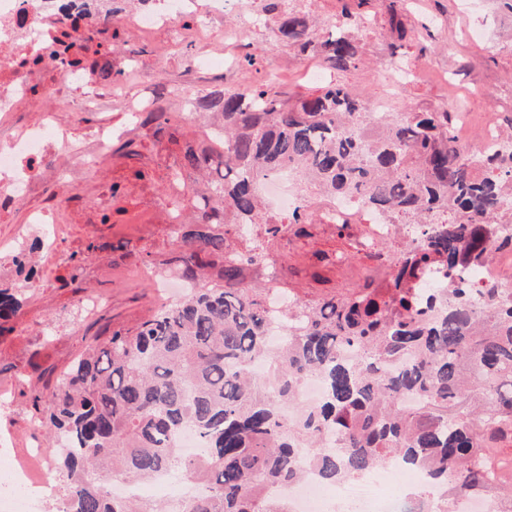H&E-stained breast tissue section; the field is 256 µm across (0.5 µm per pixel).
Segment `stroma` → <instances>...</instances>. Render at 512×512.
<instances>
[{
	"label": "stroma",
	"mask_w": 512,
	"mask_h": 512,
	"mask_svg": "<svg viewBox=\"0 0 512 512\" xmlns=\"http://www.w3.org/2000/svg\"><path fill=\"white\" fill-rule=\"evenodd\" d=\"M394 0H370L366 7L376 22L367 26L354 20L350 32L360 46L363 62L341 73L339 81L365 96L369 109L386 104L388 111H454L464 106L465 130L474 134L485 123L500 128L512 124V11L502 0H405L402 12L407 36L401 51L410 81L398 83L384 67L393 37L390 7ZM198 46L177 47L169 64L157 67L151 54L140 63L153 86L190 85L192 93L203 94L223 87L224 65L213 62L189 70ZM252 55L251 67H236L237 82H264L275 71L284 90L297 97L312 93L316 80L306 70L317 68L318 60L276 41L272 29L253 32L238 50ZM121 125L126 116L119 110L108 114L84 112L78 124L67 127L66 142L58 156L49 161L50 172L39 193L29 196L15 209L0 213V246L27 224L43 196L58 190L59 174L78 180L88 198L86 209L58 215L57 223L68 225V235L58 241L55 252H38L39 266L49 280L29 294L13 323V333L0 335V388H11L12 412H0V437L6 438L10 455L0 463L25 460L31 444L47 447V430L39 423L32 406L34 392H49L58 376L85 349L104 340L112 331L135 325L155 309L156 290L146 280L125 276L128 267H140L167 258L171 245L163 217L149 205V197L168 189L170 161L181 160L186 149H201L205 142L196 124L169 127L139 134L135 153L113 149L99 157L93 171H86L75 156L101 118ZM130 244L129 251L115 249L118 241ZM339 239L324 235L297 244L285 253L281 279L300 299L316 300L361 283V261L344 267L314 269L309 260L313 250L331 251ZM110 294L109 307L92 319L77 312L83 292Z\"/></svg>",
	"instance_id": "35a3bbf8"
}]
</instances>
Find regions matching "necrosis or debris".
I'll list each match as a JSON object with an SVG mask.
<instances>
[{"instance_id":"4bbe7bcc","label":"necrosis or debris","mask_w":512,"mask_h":512,"mask_svg":"<svg viewBox=\"0 0 512 512\" xmlns=\"http://www.w3.org/2000/svg\"><path fill=\"white\" fill-rule=\"evenodd\" d=\"M211 10L192 8L190 0H165L161 11L138 9L123 11L117 16L121 28L137 38L152 43L157 64L168 61L173 48L186 41L206 44L212 36L214 12L236 11L240 0H214ZM90 0H0V112H10L13 106L30 99L32 90L55 99H65L68 90L82 91L78 110H102L108 102H118L132 119H139L150 104L149 96L131 94V87L142 81L139 66L127 62L121 81L111 91L98 93L95 63L81 67L57 69L47 48L56 38L52 20L70 15L79 24L89 21ZM56 115L47 112L38 122L21 134L0 144V168H20V176L0 191V212L9 211L16 203L31 194L39 181L43 165L56 140ZM256 189L272 213L295 210L303 205L308 185L295 170L272 172L256 183ZM80 189L65 184L63 191L45 201L41 210L32 213L30 224L41 232V244L52 249L62 234L61 225L52 221L54 215L66 209L84 207ZM326 223L342 220L356 223L364 219L376 236L388 239L399 237L400 225L364 210L351 197L329 200L323 210ZM47 453L36 448L32 461L40 463V474H32L28 465L13 463L0 474V512H41L46 497L56 494L57 476L46 466ZM400 462H392L382 470L357 473L329 489L314 473H306L301 482L288 486L270 487L271 498L287 503L290 512H419L420 502L441 507L446 493L421 472L411 474L408 483L396 478Z\"/></svg>"}]
</instances>
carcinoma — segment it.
Segmentation results:
<instances>
[{
	"label": "carcinoma",
	"mask_w": 512,
	"mask_h": 512,
	"mask_svg": "<svg viewBox=\"0 0 512 512\" xmlns=\"http://www.w3.org/2000/svg\"><path fill=\"white\" fill-rule=\"evenodd\" d=\"M269 0L275 37L344 72L360 62L353 36L338 23L318 33L307 15ZM104 0L92 18L106 26ZM218 118L224 159L188 149L179 174L188 185L194 222L172 239L162 261L196 286L183 302L160 308L133 327L88 345L47 402L34 398L42 423L67 450L54 469L62 512H170L163 504L116 499L107 478L145 481L179 471L204 491L178 512H288L265 496L270 485L301 480L312 465L334 484L394 458L424 470L451 496L488 494L494 512H512V297L499 288L461 283L495 255L512 252V150L463 147L448 112H407L380 123L366 100L331 81L295 102L272 81L211 91L190 104ZM293 165L326 197L356 196L407 240L374 245L364 258L363 286L314 301L298 298L268 275L239 228L262 226L266 250L281 240L311 238L320 227L296 210L266 211L255 181ZM222 261L215 279L208 270ZM316 263L341 267L343 249L317 250ZM448 275V303L424 299L433 271ZM288 298L287 319L302 310L288 344L269 348L270 293ZM25 290L0 289V320L21 307ZM353 347L360 359L341 355ZM274 362L267 392L248 365ZM398 361L385 374L381 366ZM320 375V403H297L305 376ZM412 395L414 407L402 405ZM297 404L292 420L279 404ZM192 429L200 448L185 458L173 437ZM338 445L326 448L324 433Z\"/></svg>",
	"instance_id": "cac0c4a2"
}]
</instances>
